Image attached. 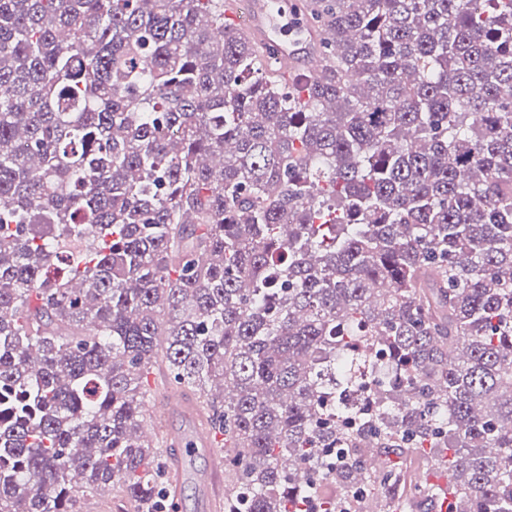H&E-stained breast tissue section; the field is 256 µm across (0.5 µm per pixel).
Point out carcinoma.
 <instances>
[{"label": "carcinoma", "instance_id": "1", "mask_svg": "<svg viewBox=\"0 0 512 512\" xmlns=\"http://www.w3.org/2000/svg\"><path fill=\"white\" fill-rule=\"evenodd\" d=\"M293 11L315 73L224 0H0V512H169L159 357L224 512H512V0Z\"/></svg>", "mask_w": 512, "mask_h": 512}]
</instances>
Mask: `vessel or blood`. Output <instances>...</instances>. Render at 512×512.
I'll return each instance as SVG.
<instances>
[{"label": "vessel or blood", "mask_w": 512, "mask_h": 512, "mask_svg": "<svg viewBox=\"0 0 512 512\" xmlns=\"http://www.w3.org/2000/svg\"><path fill=\"white\" fill-rule=\"evenodd\" d=\"M225 16L240 21L245 36L276 48L278 60L284 67H314V52L300 51L296 40L290 39V31H302L298 21L283 24L282 13L275 7V0H227ZM155 409L159 412L181 415L191 425L190 431L176 430L170 433L168 445L175 462L174 472H181L183 461L205 453L209 465L199 478L202 512H222L224 507V458L216 452L215 437L209 431L204 415L191 399L178 392H166L158 397Z\"/></svg>", "instance_id": "b4317fda"}]
</instances>
